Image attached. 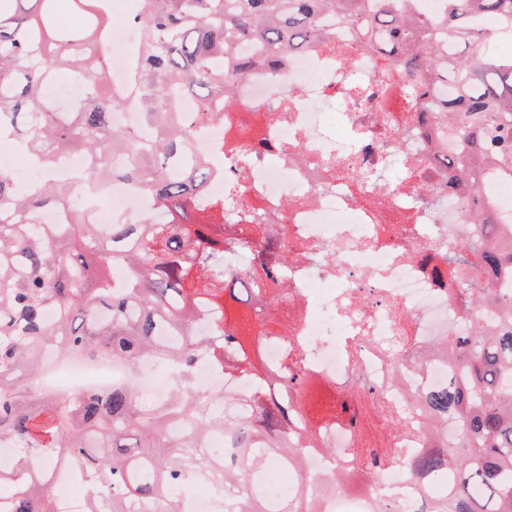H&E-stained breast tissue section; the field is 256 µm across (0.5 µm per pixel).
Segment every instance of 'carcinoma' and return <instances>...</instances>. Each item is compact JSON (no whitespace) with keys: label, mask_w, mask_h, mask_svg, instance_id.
Returning <instances> with one entry per match:
<instances>
[{"label":"carcinoma","mask_w":512,"mask_h":512,"mask_svg":"<svg viewBox=\"0 0 512 512\" xmlns=\"http://www.w3.org/2000/svg\"><path fill=\"white\" fill-rule=\"evenodd\" d=\"M74 2L91 5L80 32L57 27L56 0H0V141L17 145L46 174L22 190L0 169V441L13 443L21 460L19 479L0 477V500L9 499L0 512H56L54 492L28 466L31 457L47 467L79 464L88 512H182L180 498L202 472L224 495V512H273L250 473L280 459L304 471L310 453L327 450L315 428L335 422L350 404L336 407L326 384L297 357L285 356L279 366L263 361L256 374L224 293L254 294L267 307L268 337L292 350L294 337L276 320L287 295L288 254L280 248L247 269L231 267L230 258L269 248L285 230L262 223L257 208L243 214L232 196L209 199L217 172L193 156L195 130L224 122L209 103L219 97L232 110L235 78L257 65L276 69L322 41L324 16L356 23L372 47L417 76L408 94L417 111L428 113L422 123L461 139L459 157L448 159L441 201L468 202L465 218L480 225L469 249L484 270L512 283V249L500 246L512 219L503 226L487 194L489 179L512 180V56L497 51L512 29L473 24L476 16L512 17V0H445L434 34L414 0H141L129 94L147 137L112 128V112L128 94L107 85L106 62L96 52L108 37L111 0ZM60 72L87 83L72 112H58L46 99ZM173 88L196 100V112L173 111ZM247 133L256 138L259 128L228 126L225 145L237 150ZM69 147L93 160V173L135 181L165 220L84 223L70 187L53 179L54 159ZM54 207L69 213L55 234L23 221ZM243 222L250 223L249 238L224 235V226ZM100 266L122 268L129 287L113 288L109 279L89 287ZM458 294L472 335L447 336L433 347L455 377L418 400L419 421H392L380 442L363 435L370 460L363 476L371 484L384 468L401 469L417 489L414 512H512V287L463 283ZM203 304L213 314L206 334L196 332ZM47 344L66 357H112L132 368L149 357L176 370L180 385L160 407L141 404L122 385L35 397L30 384ZM201 353L257 388L236 403L212 404L191 383ZM299 412L311 427L296 425ZM211 431L224 436L218 452L234 454L210 459L201 444ZM415 432L422 436L419 453L403 458L390 447L392 436ZM279 512L318 510L299 487L295 497L280 499Z\"/></svg>","instance_id":"carcinoma-1"}]
</instances>
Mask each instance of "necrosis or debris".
<instances>
[{"label":"necrosis or debris","instance_id":"4bbe7bcc","mask_svg":"<svg viewBox=\"0 0 512 512\" xmlns=\"http://www.w3.org/2000/svg\"><path fill=\"white\" fill-rule=\"evenodd\" d=\"M125 28L124 39L100 48L115 88L125 86L136 48L134 22ZM332 41L336 50L312 47L290 55L278 71L254 68L236 83L234 111L220 102L214 109L235 123L256 113L262 118V146L239 180L240 203L260 206L287 230V303L295 311L288 332L298 337L307 370L343 399L366 386L388 420L414 394L448 382L447 367L437 362L421 372L402 366L400 383H391L389 357L460 335L467 314L456 281L480 287L491 277L471 264L467 245L477 227L464 220L465 203L439 205L421 194L425 185L442 189L446 170L417 134L407 78L351 25L337 26ZM393 164L400 175L391 183L384 173ZM99 191L103 206L87 210L93 223L108 214L128 224L164 217L134 182L110 179ZM68 367L92 388L123 384L157 405L177 382L157 379L148 359L133 373L119 360H72ZM193 383L234 400L251 390L209 364L196 367ZM321 438L334 453L312 454L302 482L321 484L337 470L364 467L357 419L337 422ZM412 494L404 472L389 468L373 490L353 496L336 486L323 497L321 512H376L377 498L402 503Z\"/></svg>","mask_w":512,"mask_h":512}]
</instances>
